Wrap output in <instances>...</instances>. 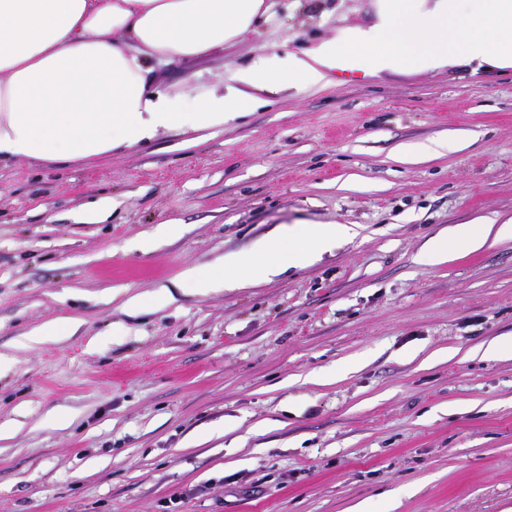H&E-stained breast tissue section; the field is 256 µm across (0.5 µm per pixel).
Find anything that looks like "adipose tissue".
Listing matches in <instances>:
<instances>
[{"instance_id":"adipose-tissue-1","label":"adipose tissue","mask_w":512,"mask_h":512,"mask_svg":"<svg viewBox=\"0 0 512 512\" xmlns=\"http://www.w3.org/2000/svg\"><path fill=\"white\" fill-rule=\"evenodd\" d=\"M270 0H0V164L65 166L111 156L171 127L219 128L265 104L261 91L324 85L337 69L512 67V0H377L375 20L317 47L258 57L224 89L169 95L156 66L245 40ZM353 224H305L186 279L208 294L271 280L353 240Z\"/></svg>"}]
</instances>
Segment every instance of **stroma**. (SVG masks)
I'll use <instances>...</instances> for the list:
<instances>
[{
  "instance_id": "obj_1",
  "label": "stroma",
  "mask_w": 512,
  "mask_h": 512,
  "mask_svg": "<svg viewBox=\"0 0 512 512\" xmlns=\"http://www.w3.org/2000/svg\"><path fill=\"white\" fill-rule=\"evenodd\" d=\"M373 4L276 0L258 33L160 67L161 86L220 84L370 24ZM269 98L104 160L0 167V512H164L176 493L175 512H512V351L483 353L512 337V237L426 255L512 218V68ZM94 204L107 222L84 223ZM327 223L359 234L269 282L180 292ZM165 287L175 302L132 312ZM64 317L74 330L27 342ZM478 229L470 225L458 226L455 230V241L462 243L468 250L482 248L494 231V224H484Z\"/></svg>"
}]
</instances>
